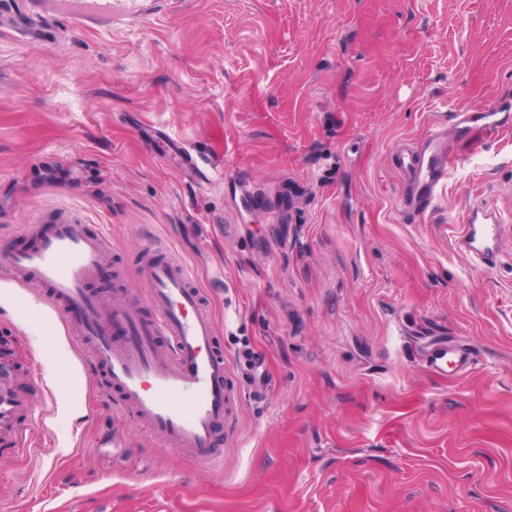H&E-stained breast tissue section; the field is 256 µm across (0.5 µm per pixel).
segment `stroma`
<instances>
[{"label": "stroma", "instance_id": "obj_1", "mask_svg": "<svg viewBox=\"0 0 512 512\" xmlns=\"http://www.w3.org/2000/svg\"><path fill=\"white\" fill-rule=\"evenodd\" d=\"M498 99L512 0H145L81 27L7 0L0 236L30 248L21 225L62 215L107 233V299L141 292L162 240L208 297L235 401L221 462L179 455L114 411L49 289L2 282L23 445L0 446V512H512V252L480 269L451 232L477 200L512 218V123L452 142L420 218L391 165ZM178 142L225 179L183 174ZM432 336L469 342L471 370L430 374Z\"/></svg>", "mask_w": 512, "mask_h": 512}]
</instances>
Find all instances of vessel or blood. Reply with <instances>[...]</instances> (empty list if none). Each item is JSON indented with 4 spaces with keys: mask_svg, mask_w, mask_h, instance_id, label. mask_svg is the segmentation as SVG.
I'll return each instance as SVG.
<instances>
[{
    "mask_svg": "<svg viewBox=\"0 0 512 512\" xmlns=\"http://www.w3.org/2000/svg\"><path fill=\"white\" fill-rule=\"evenodd\" d=\"M52 6L56 16L82 24L136 14L139 0H52ZM503 112L499 105L457 112L454 130L464 140L493 137L504 124ZM455 160L447 134L438 129L416 145L398 144L391 162L406 177L401 210L421 216L433 208ZM455 233L460 249L484 266L496 264L512 244V228L485 205L470 207ZM107 245V234L91 236L82 224L62 221L34 249L0 242V280L51 289L56 299L79 309V341L91 348L120 410L140 420L163 446L199 463L218 461L214 431L226 419L229 397L227 365L209 306L179 259L159 260L149 253L139 265L144 285L139 298L117 294L106 301L90 295L86 285L98 275ZM110 319L124 324L123 339L107 334ZM160 336L169 337L167 349L157 347ZM421 357L434 375H462L473 363L469 350L451 342L430 346ZM14 364V355L0 350V443L11 436L21 405Z\"/></svg>",
    "mask_w": 512,
    "mask_h": 512,
    "instance_id": "1",
    "label": "vessel or blood"
}]
</instances>
